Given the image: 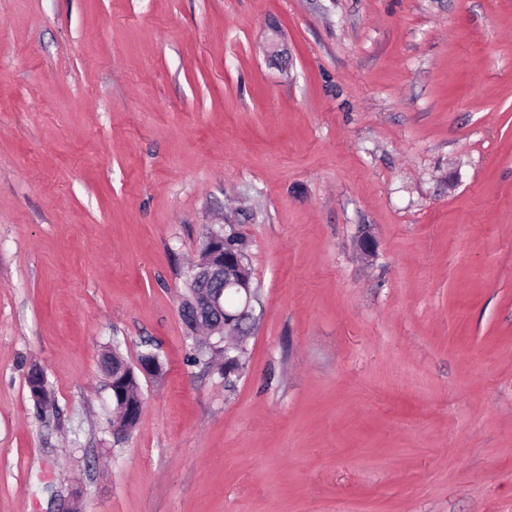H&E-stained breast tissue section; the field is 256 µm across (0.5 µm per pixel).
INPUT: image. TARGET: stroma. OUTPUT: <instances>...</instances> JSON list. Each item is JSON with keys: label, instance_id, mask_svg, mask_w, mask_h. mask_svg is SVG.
Listing matches in <instances>:
<instances>
[{"label": "stroma", "instance_id": "stroma-1", "mask_svg": "<svg viewBox=\"0 0 512 512\" xmlns=\"http://www.w3.org/2000/svg\"><path fill=\"white\" fill-rule=\"evenodd\" d=\"M225 224L228 383L180 313ZM148 347L114 442L102 356ZM78 492L512 512V0H0V512Z\"/></svg>", "mask_w": 512, "mask_h": 512}]
</instances>
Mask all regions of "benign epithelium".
<instances>
[{
  "instance_id": "benign-epithelium-1",
  "label": "benign epithelium",
  "mask_w": 512,
  "mask_h": 512,
  "mask_svg": "<svg viewBox=\"0 0 512 512\" xmlns=\"http://www.w3.org/2000/svg\"><path fill=\"white\" fill-rule=\"evenodd\" d=\"M241 264L240 257L224 254V234L215 232L210 235L189 274V287L194 289V293L185 297L181 305L183 320L192 332L201 325L202 313H207L211 323L209 335L213 338L209 346L215 351L224 352L226 361L235 358V345L224 343V333L230 331L240 335L241 320L253 317V302L256 300V289L252 288L250 276L237 274ZM216 286L236 296L238 311L231 313L224 309L223 295L205 293V289ZM157 362V354L148 352L138 358L134 368L121 363L108 378L107 388L111 395L120 396V385L125 375L135 368L147 378L155 375Z\"/></svg>"
}]
</instances>
